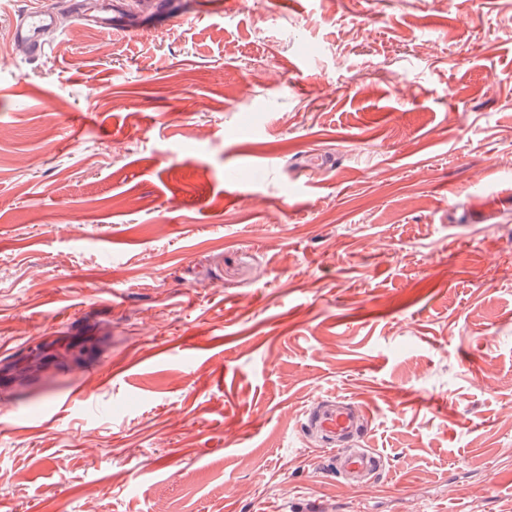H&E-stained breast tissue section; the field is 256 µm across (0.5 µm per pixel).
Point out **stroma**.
<instances>
[{"label": "stroma", "instance_id": "35a3bbf8", "mask_svg": "<svg viewBox=\"0 0 512 512\" xmlns=\"http://www.w3.org/2000/svg\"><path fill=\"white\" fill-rule=\"evenodd\" d=\"M70 2L0 0V512H512V0ZM109 4H101L93 14H86L81 17L80 25L99 30L120 31L125 25L120 21L116 14H112L108 8ZM53 13L43 7H31L16 20L10 31L11 41L30 54L40 55L45 52L41 32L51 25ZM368 429L361 406L334 395L310 405L301 423L306 439L332 452L336 474L349 488L372 484L386 469L385 457L366 445Z\"/></svg>", "mask_w": 512, "mask_h": 512}]
</instances>
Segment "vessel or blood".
Returning <instances> with one entry per match:
<instances>
[{
  "instance_id": "1",
  "label": "vessel or blood",
  "mask_w": 512,
  "mask_h": 512,
  "mask_svg": "<svg viewBox=\"0 0 512 512\" xmlns=\"http://www.w3.org/2000/svg\"><path fill=\"white\" fill-rule=\"evenodd\" d=\"M52 21L53 14L49 10L30 8L11 29V40L30 54H43L45 45L41 33ZM80 23L99 30L120 31L124 28L118 16L104 4L94 13L82 16ZM368 429L369 421L361 406L332 395L310 405L301 424L306 439L332 452L336 474L349 488L372 484L386 468L384 456L366 445Z\"/></svg>"
}]
</instances>
